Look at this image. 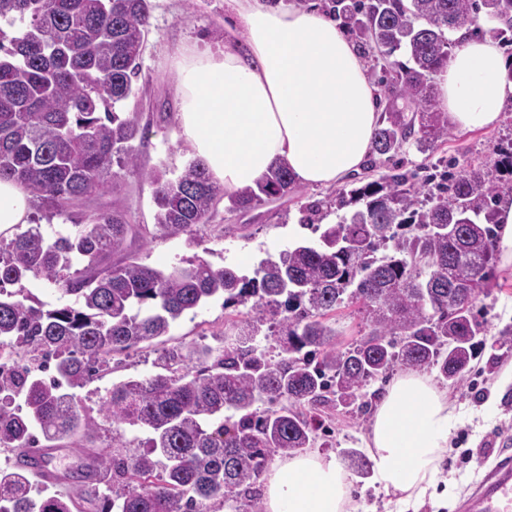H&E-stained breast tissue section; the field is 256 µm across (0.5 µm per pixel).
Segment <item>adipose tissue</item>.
<instances>
[{
    "label": "adipose tissue",
    "mask_w": 512,
    "mask_h": 512,
    "mask_svg": "<svg viewBox=\"0 0 512 512\" xmlns=\"http://www.w3.org/2000/svg\"><path fill=\"white\" fill-rule=\"evenodd\" d=\"M247 49L176 54L180 141L231 194L282 165L329 186L361 170L377 127L367 61L339 21L313 9L231 0ZM508 64L491 35L460 36L437 93L463 131L494 125L512 102ZM29 195L0 180V236L29 223ZM455 416L445 391L409 372L382 396L370 427L374 487L396 512L433 497ZM347 474L319 455L285 460L266 475L265 512H348Z\"/></svg>",
    "instance_id": "ef3b65f1"
}]
</instances>
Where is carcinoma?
Returning a JSON list of instances; mask_svg holds the SVG:
<instances>
[{
	"label": "carcinoma",
	"mask_w": 512,
	"mask_h": 512,
	"mask_svg": "<svg viewBox=\"0 0 512 512\" xmlns=\"http://www.w3.org/2000/svg\"><path fill=\"white\" fill-rule=\"evenodd\" d=\"M321 10L359 31L363 52L384 73L385 111L372 151L395 156L448 137L429 75L448 64L452 32L478 17L512 43V0H322ZM149 0H0V180L20 183L47 219L69 218V202L138 169V124L116 105L134 94L136 60L148 32ZM406 48V65L392 59ZM164 236L195 243L217 200L247 212L293 191L287 168L234 194L200 159L178 175H146ZM433 186L425 199L416 182ZM512 183L480 166L395 163L361 187L336 194L349 208L319 242H300L261 260L249 277L198 259L159 270L131 255L112 262L134 225L114 212L90 215L53 237L32 224L0 237V512H72L80 504L48 492L26 459L30 449L94 434L97 423L70 390L109 368L112 354L168 335L184 314L222 297L254 317L217 345L162 348L158 372L112 385L99 414L113 425L112 450L87 458L73 478L101 512H261L256 481L275 454L311 447L321 414L371 411L363 389L397 365L436 368L460 383L481 350L508 344L488 336L473 313L489 293L500 225ZM41 279L59 292L46 308L25 293ZM358 304L366 333L348 348L326 316ZM278 330L279 352L260 345ZM23 405H15L16 400ZM149 436L130 447L121 426ZM340 455L366 477L356 448Z\"/></svg>",
	"instance_id": "carcinoma-1"
}]
</instances>
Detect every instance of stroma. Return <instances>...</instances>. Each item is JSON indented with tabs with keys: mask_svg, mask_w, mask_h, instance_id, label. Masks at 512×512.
I'll return each mask as SVG.
<instances>
[{
	"mask_svg": "<svg viewBox=\"0 0 512 512\" xmlns=\"http://www.w3.org/2000/svg\"><path fill=\"white\" fill-rule=\"evenodd\" d=\"M225 0H150V19L139 59L136 91L119 104L124 116L134 119L145 133L140 147L139 169L121 173L112 188L93 193L71 209L74 220L95 211H114L135 224L124 251L138 256L142 263L159 269L194 257L213 267H234L251 274L267 257H275L299 241L317 242L319 235L301 227L304 206L334 199L337 188L295 185L293 193L259 206L247 213H231L217 203L210 223L201 229L195 244L185 238H166L155 227V205L144 172L160 169L180 173L193 159L177 138L176 112L179 100L177 76L171 67L173 56L183 48H216L225 44L240 49L243 33H231ZM512 141V103L500 121L477 130L452 129L447 142L437 145L432 160L446 159L463 168L482 166L491 177L507 183L512 171L499 167L503 144ZM498 285L475 303L477 317L486 319L492 334L512 331V269L498 270ZM248 317L244 306H224L216 299L184 315L170 332L171 343L187 346L214 343L216 338L233 334L235 324ZM156 354L140 346L115 356L111 372L74 389L77 404L91 417H98V401L113 383L130 377L153 374ZM512 367V349H484L472 363L462 383L443 380L437 370L428 378L448 394L456 422L451 431L449 450L440 465L439 484L447 485L448 495L439 507L424 506L421 512H460L462 500L477 489L491 472L505 449H512V383L504 376ZM370 415L334 414L324 417L323 433L313 446L315 453L337 456L343 448H363L370 430ZM89 450L86 442L75 440L56 449L52 466L62 474L58 491L79 496L72 474Z\"/></svg>",
	"mask_w": 512,
	"mask_h": 512,
	"instance_id": "35a3bbf8",
	"label": "stroma"
}]
</instances>
